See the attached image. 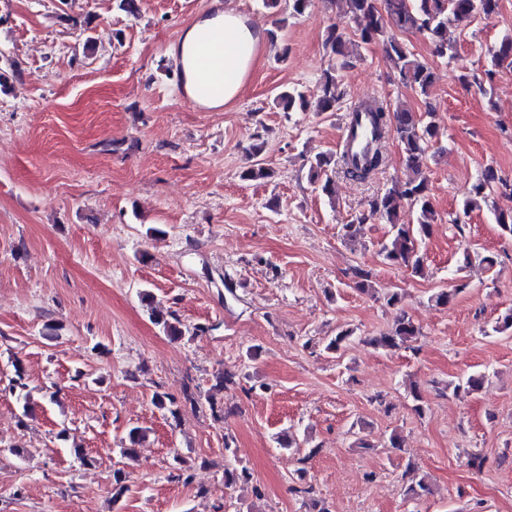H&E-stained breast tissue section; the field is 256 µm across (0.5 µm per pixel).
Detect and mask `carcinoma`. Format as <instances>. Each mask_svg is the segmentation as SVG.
Listing matches in <instances>:
<instances>
[{
	"instance_id": "cac0c4a2",
	"label": "carcinoma",
	"mask_w": 512,
	"mask_h": 512,
	"mask_svg": "<svg viewBox=\"0 0 512 512\" xmlns=\"http://www.w3.org/2000/svg\"><path fill=\"white\" fill-rule=\"evenodd\" d=\"M349 12L361 21L357 39L331 26L327 28L323 42L326 54L332 58H347L353 51L371 44H381L393 60L399 81L424 95L434 81V73L414 58V54L399 40L402 32L423 35L433 46L434 53L446 57L456 49V43L448 40V20H471L481 17L492 19L499 11L500 0H345ZM492 69L486 71L493 78L494 68L512 67V37H504L492 50ZM341 100L336 65L324 72L322 96L318 111L334 112ZM275 104L285 112L303 111L308 106L304 93L296 87H285L275 97ZM355 116H364L372 128V137L360 157L352 159L348 151L340 155L345 172L357 179L365 180L379 169L383 162L382 141L389 132H394L404 154L410 175L395 181L390 188L371 204V215H376L389 226L388 237L381 245L384 260L391 265L411 269L414 276L423 272L425 256L421 250L423 240L431 235L436 221V211L431 200L429 177L426 173L425 157L430 143L436 136L432 123H422L414 112L399 105L389 110L378 100H366L352 108ZM333 155L327 152L316 154L308 160V181L314 188L329 196L332 194V178L329 175ZM495 175L489 171L473 183L461 201L463 213L468 214L485 205L493 214L501 236L512 239V209L503 210L490 203L495 191ZM410 206L417 213V224H401L398 216L402 208ZM478 260L487 269H492L495 258L477 251L463 253L460 267L464 268ZM151 318L163 333L173 339H182L189 329L174 314L169 317L151 311ZM419 328L406 312H401L391 329L372 339V343L384 350L394 351L416 340ZM485 375L471 374L448 383V388L457 393L462 389L477 391Z\"/></svg>"
}]
</instances>
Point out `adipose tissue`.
<instances>
[{"label": "adipose tissue", "mask_w": 512, "mask_h": 512, "mask_svg": "<svg viewBox=\"0 0 512 512\" xmlns=\"http://www.w3.org/2000/svg\"><path fill=\"white\" fill-rule=\"evenodd\" d=\"M263 33L242 13L211 0L167 48L197 106L220 111L242 94L259 64Z\"/></svg>", "instance_id": "ef3b65f1"}]
</instances>
